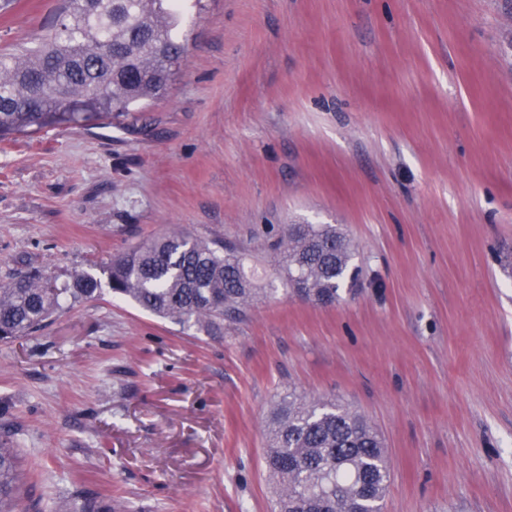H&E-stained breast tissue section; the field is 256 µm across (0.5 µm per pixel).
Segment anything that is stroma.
Instances as JSON below:
<instances>
[{
	"mask_svg": "<svg viewBox=\"0 0 512 512\" xmlns=\"http://www.w3.org/2000/svg\"><path fill=\"white\" fill-rule=\"evenodd\" d=\"M58 12L13 0L0 49ZM179 35L138 120L0 138V280H102L179 231L245 249L264 294L214 335L106 288L0 344L25 512H271L291 390L376 425L385 512H512V0H188ZM289 224L351 240L335 305L286 293Z\"/></svg>",
	"mask_w": 512,
	"mask_h": 512,
	"instance_id": "obj_1",
	"label": "stroma"
}]
</instances>
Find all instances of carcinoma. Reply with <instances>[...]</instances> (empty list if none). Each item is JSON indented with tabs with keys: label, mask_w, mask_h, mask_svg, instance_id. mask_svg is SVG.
<instances>
[{
	"label": "carcinoma",
	"mask_w": 512,
	"mask_h": 512,
	"mask_svg": "<svg viewBox=\"0 0 512 512\" xmlns=\"http://www.w3.org/2000/svg\"><path fill=\"white\" fill-rule=\"evenodd\" d=\"M184 0H63L34 46L0 52V136L58 124H110L168 92L185 44ZM286 291L334 304L353 247L332 224H289L274 244ZM112 292L143 310L210 331L239 319L260 289L244 256L222 241L172 232L111 259ZM101 281L82 273L62 286L36 272L0 282V341L29 336L66 297L93 298ZM265 465L275 512H382L387 449L364 415L290 391L266 423ZM18 450L0 440V512H18Z\"/></svg>",
	"instance_id": "obj_1"
}]
</instances>
